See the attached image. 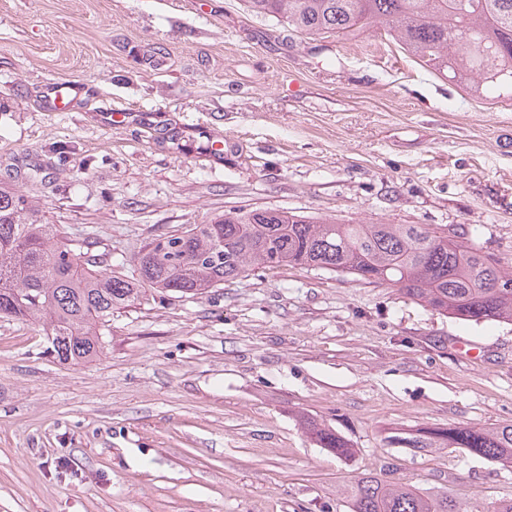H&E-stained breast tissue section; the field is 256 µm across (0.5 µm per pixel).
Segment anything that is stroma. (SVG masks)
I'll return each mask as SVG.
<instances>
[{
    "label": "stroma",
    "instance_id": "35a3bbf8",
    "mask_svg": "<svg viewBox=\"0 0 512 512\" xmlns=\"http://www.w3.org/2000/svg\"><path fill=\"white\" fill-rule=\"evenodd\" d=\"M0 187L128 279L147 242L239 208L429 224L510 268L512 100L244 0H0ZM101 333L62 364L41 324L0 319V512H349L368 474L512 496V468L387 441L512 424V322L288 265L144 288ZM303 425L321 448H326L340 456H346L351 452L349 443L335 430L318 425L311 420H304Z\"/></svg>",
    "mask_w": 512,
    "mask_h": 512
}]
</instances>
